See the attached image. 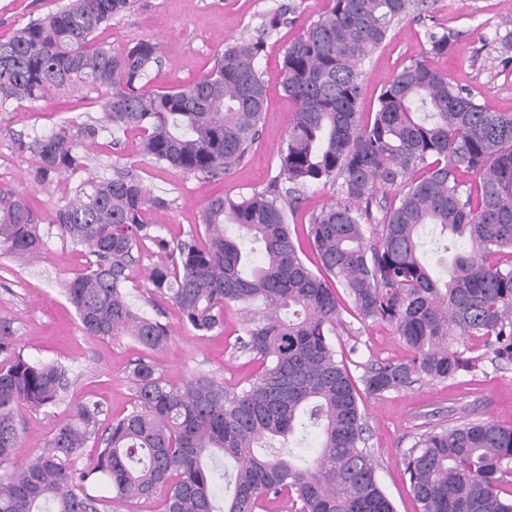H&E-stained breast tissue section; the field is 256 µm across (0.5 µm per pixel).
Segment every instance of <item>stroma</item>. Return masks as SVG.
Returning a JSON list of instances; mask_svg holds the SVG:
<instances>
[{"instance_id": "obj_1", "label": "stroma", "mask_w": 512, "mask_h": 512, "mask_svg": "<svg viewBox=\"0 0 512 512\" xmlns=\"http://www.w3.org/2000/svg\"><path fill=\"white\" fill-rule=\"evenodd\" d=\"M63 0H0V40L29 20L55 11ZM287 7L288 23L263 33L266 16ZM328 0H130L128 8L97 32L99 41L126 46L149 38L162 47L159 80L183 85L201 77L226 45L262 37L257 67L267 85L261 135L244 161L223 178L203 180L156 165L140 150V136L103 130L85 154L91 172L103 177L114 170L136 174L151 195L167 199L168 207L150 211L152 223L167 237H183L198 222L205 199L239 196L266 188L279 172L277 150L285 140L296 105L282 91L279 71L285 49L298 35L300 23L314 20ZM434 26L450 33L452 47L443 56L426 55L424 31ZM428 63L449 82L469 90L491 112H512V0H427L426 9H412L386 41L361 65L360 109L375 111L383 85L414 59ZM102 101L96 94H63L36 102L12 103L0 112V125L9 132L48 130L70 120L98 119ZM32 156L13 152L8 135L0 137V184L27 195L44 222H51L59 196L72 186L62 176L54 192L33 182ZM86 259L79 248L51 235L41 257L25 261L0 255V317L14 318L17 349L24 357L57 361L69 368L71 386L62 403L49 411H23L20 459L38 453L52 431L80 403L101 402L104 420L122 414L129 405L125 372L142 356L141 347L127 337L84 335L61 283L79 272ZM126 290L131 303L148 315H161L171 336L151 358L175 384L205 372L233 384L252 370L246 357L232 354L229 344L241 333L244 313L232 305L224 311V329L199 336L185 328L176 308L149 292L143 275H133ZM337 356L353 377H361L371 363L404 357L406 350L393 329L382 323H361L343 314L333 338ZM479 359L469 373L444 381H423L380 396L363 397L367 447L377 466L378 481L396 512H419L405 472L404 459L427 428H449L469 422L512 424V364L495 361L482 340H466Z\"/></svg>"}]
</instances>
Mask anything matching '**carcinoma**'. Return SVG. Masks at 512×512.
<instances>
[{"label":"carcinoma","mask_w":512,"mask_h":512,"mask_svg":"<svg viewBox=\"0 0 512 512\" xmlns=\"http://www.w3.org/2000/svg\"><path fill=\"white\" fill-rule=\"evenodd\" d=\"M329 2L283 55L281 85L297 110L277 155L279 179L249 196L208 198L199 223L176 240L144 219L166 199L128 171L89 173L82 151L105 129H133L158 165L202 179L230 171L260 136L262 41L227 46L205 75L169 88L149 78L158 42L96 41L128 0H68L0 40V112L57 93L104 98L102 124L11 138L15 153L35 157L32 177L45 189L64 174H86L53 217L58 235L87 257L63 283L81 331L128 336L152 351L166 345L167 325L127 298L138 270L200 336L224 328L226 306H242L232 350L258 362L234 385L206 373L174 385L140 357L127 371V413L102 430L101 404L82 403L41 452L18 463L22 410L55 407L71 379L65 366L17 352L14 320L0 317V354L10 359L0 367V466L10 467L0 512H107L162 487L160 512H265L268 504L277 512H395L362 446L355 380L331 341L344 297L357 320L387 324L407 349L366 367L369 396L472 368L479 357L459 349L471 336L512 364V113L486 111L423 59L383 86L374 113L359 111L361 62L417 4ZM425 40L427 53H448L447 34L429 28ZM312 186L329 188L334 200L309 219L311 268L288 212ZM48 239L28 198L1 186L0 252L38 258ZM462 240L470 249L460 250ZM433 254L447 263L442 285L430 271ZM311 433L314 457L289 447ZM91 438L96 464L79 468ZM511 463L512 426L486 421L425 431L405 472L420 512H512V499L500 496Z\"/></svg>","instance_id":"1"}]
</instances>
